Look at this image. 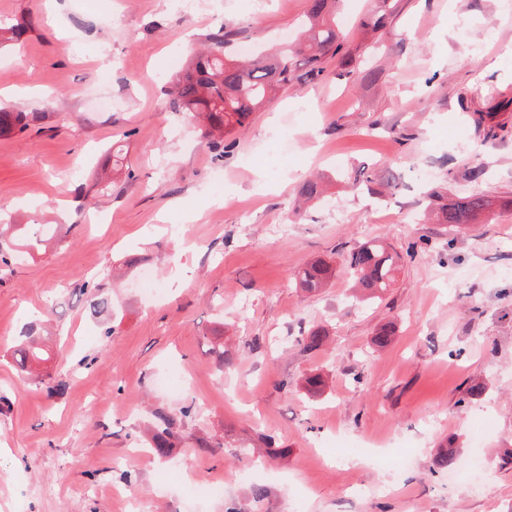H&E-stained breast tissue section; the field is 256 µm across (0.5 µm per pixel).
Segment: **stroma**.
<instances>
[{"mask_svg": "<svg viewBox=\"0 0 512 512\" xmlns=\"http://www.w3.org/2000/svg\"><path fill=\"white\" fill-rule=\"evenodd\" d=\"M390 6L371 30L374 0H342L344 66L279 92L219 160L167 111L171 77L225 25L239 57L295 39L308 0H0L34 21L0 47V106L34 116L0 136V212L27 246L0 263V512H128L134 495L146 512H512V0ZM359 168L372 183L340 179ZM312 174L326 192L295 214ZM433 190L491 206L447 230L420 219ZM369 241L401 257L383 299L355 301L342 273L297 288ZM99 297L111 315L92 316ZM29 325L46 354L22 367ZM314 327L326 344L303 351ZM474 378L484 395L459 406ZM192 402L171 456L147 453L155 411ZM449 440L481 476L431 471ZM265 441L279 456H239Z\"/></svg>", "mask_w": 512, "mask_h": 512, "instance_id": "obj_1", "label": "stroma"}]
</instances>
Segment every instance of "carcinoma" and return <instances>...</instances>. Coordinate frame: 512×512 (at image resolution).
<instances>
[{
	"label": "carcinoma",
	"mask_w": 512,
	"mask_h": 512,
	"mask_svg": "<svg viewBox=\"0 0 512 512\" xmlns=\"http://www.w3.org/2000/svg\"><path fill=\"white\" fill-rule=\"evenodd\" d=\"M301 26V40L244 62L228 51L236 31L218 30L208 37V45L171 81L168 110L201 123L211 149L216 156H223L225 141L245 127L252 113L270 103L277 92L300 80L301 69H306L310 76L317 75L324 71L325 60L341 53V37L336 30V0H309ZM28 32L26 20L9 27L0 26V42H19ZM27 126L25 113L0 108V134L22 132ZM322 195V186L315 178L307 179L300 188V196L306 202L317 201ZM489 205L490 200L482 193H463L451 203L439 205L437 221L445 227L461 230ZM338 268L350 273L363 299L379 300L394 283L398 262L384 245L371 242L349 251L336 267L326 261L311 263L300 273L298 286L306 293H316ZM324 342V329L320 327L308 330L298 340L309 352L321 349ZM198 413L199 407L194 404L182 407L177 414L156 412L150 440L154 455L160 459L169 457L177 430ZM455 463L453 444L448 443L434 459L433 468L449 470Z\"/></svg>",
	"instance_id": "carcinoma-1"
}]
</instances>
